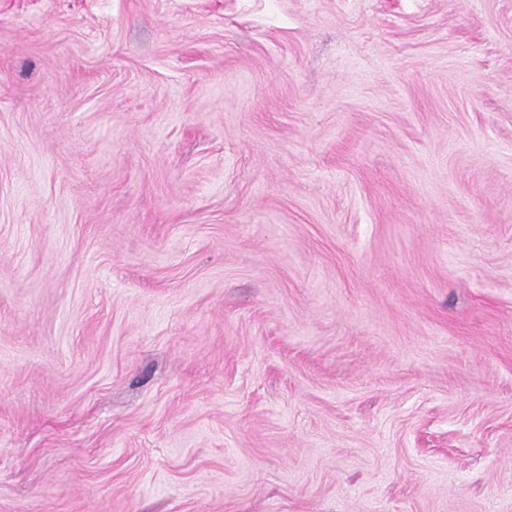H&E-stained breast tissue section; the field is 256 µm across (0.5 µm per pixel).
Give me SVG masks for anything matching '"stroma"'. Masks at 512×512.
<instances>
[{
  "instance_id": "35a3bbf8",
  "label": "stroma",
  "mask_w": 512,
  "mask_h": 512,
  "mask_svg": "<svg viewBox=\"0 0 512 512\" xmlns=\"http://www.w3.org/2000/svg\"><path fill=\"white\" fill-rule=\"evenodd\" d=\"M0 512H512V0H0Z\"/></svg>"
}]
</instances>
